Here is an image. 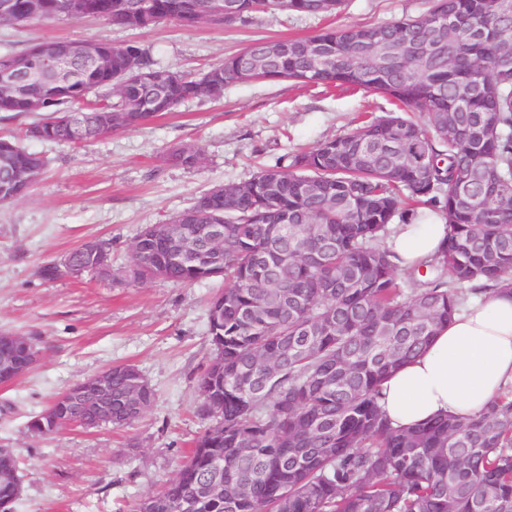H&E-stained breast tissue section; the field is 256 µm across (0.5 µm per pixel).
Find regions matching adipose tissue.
Masks as SVG:
<instances>
[{
    "mask_svg": "<svg viewBox=\"0 0 512 512\" xmlns=\"http://www.w3.org/2000/svg\"><path fill=\"white\" fill-rule=\"evenodd\" d=\"M444 220L422 209L418 220L395 225L387 246L400 267L438 254ZM512 384V294L486 295L458 311L425 352L383 383L380 403L393 426L412 427L453 414L470 416Z\"/></svg>",
    "mask_w": 512,
    "mask_h": 512,
    "instance_id": "adipose-tissue-1",
    "label": "adipose tissue"
}]
</instances>
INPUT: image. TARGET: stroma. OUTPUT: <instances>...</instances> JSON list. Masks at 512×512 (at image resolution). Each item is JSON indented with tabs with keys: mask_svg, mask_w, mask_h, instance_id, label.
<instances>
[{
	"mask_svg": "<svg viewBox=\"0 0 512 512\" xmlns=\"http://www.w3.org/2000/svg\"><path fill=\"white\" fill-rule=\"evenodd\" d=\"M429 7L430 0H342L331 14L257 13L245 23L163 22L143 31L62 17L0 26V52L106 38L138 42L162 66L196 72L258 38H304L420 16ZM392 109L363 90L234 83L221 101L183 104L82 148L29 142L47 167L24 197L0 203V333L28 337L38 351L25 376L0 385V448L14 450L23 488L14 512H133L179 472L207 426L196 412V380L210 354L208 302L224 283L131 281L130 245L141 228L188 208L213 186L249 180L285 153L349 134L362 113ZM186 143L204 148L201 167L164 163L163 153ZM90 238L111 243L113 279L41 276L42 267ZM116 364L135 365L155 393L132 425L30 430L54 398Z\"/></svg>",
	"mask_w": 512,
	"mask_h": 512,
	"instance_id": "1",
	"label": "stroma"
}]
</instances>
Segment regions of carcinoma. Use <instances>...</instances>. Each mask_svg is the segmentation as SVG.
<instances>
[{"mask_svg":"<svg viewBox=\"0 0 512 512\" xmlns=\"http://www.w3.org/2000/svg\"><path fill=\"white\" fill-rule=\"evenodd\" d=\"M0 23L104 18L147 30L227 23L226 0H15ZM341 0H233L256 12L331 14ZM96 59L39 86L42 117L0 138L1 179L23 197L46 161L22 139L85 146L138 128L189 101H217L231 83L294 81L362 89L403 111L368 116L350 134L289 153L240 183L214 186L189 208L147 224L131 243L134 281L224 279L208 307L211 358L197 380L210 421L179 472L134 512H512V393L471 417L396 428L383 381L429 344L468 293L512 292V0H432L419 17L257 39L200 73L155 63L137 43L92 39ZM0 112H29L0 91ZM417 112L418 123L408 116ZM85 130L80 140L71 123ZM167 160L205 161L195 144ZM428 206L448 224L442 252L408 290L381 244L388 226ZM78 246L42 268L54 279L84 263ZM112 425L153 404L131 364L111 367ZM94 415L61 398L30 423L47 435ZM223 464L216 470L213 463ZM16 486L0 479V512Z\"/></svg>","mask_w":512,"mask_h":512,"instance_id":"cac0c4a2","label":"carcinoma"}]
</instances>
